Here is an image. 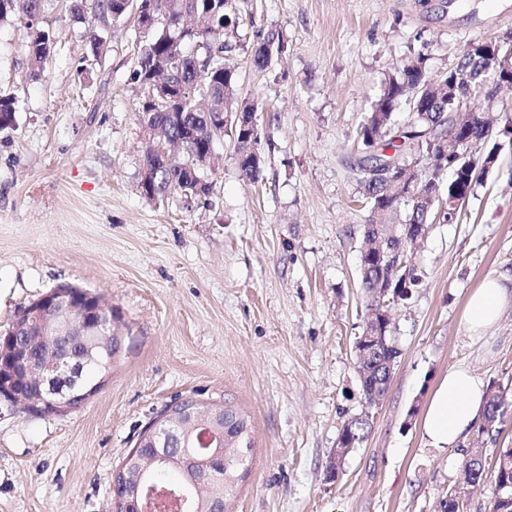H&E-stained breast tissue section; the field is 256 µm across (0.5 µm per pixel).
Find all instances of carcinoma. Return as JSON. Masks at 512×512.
I'll return each mask as SVG.
<instances>
[{"label": "carcinoma", "mask_w": 512, "mask_h": 512, "mask_svg": "<svg viewBox=\"0 0 512 512\" xmlns=\"http://www.w3.org/2000/svg\"><path fill=\"white\" fill-rule=\"evenodd\" d=\"M150 11L146 18L137 22L146 40L137 53L133 80L142 89L138 103V117L142 128L153 134L147 144L142 170L148 177L141 193L152 200L179 194L186 199H201L212 191V183L204 179L203 166L213 162L214 141L224 134H232L239 150V166L243 175L256 182L262 176V160L258 145V125L255 108L240 101L234 72L224 66V52L229 49L224 35L237 30L240 11L235 0H146ZM42 0H0V22L14 18L25 21L31 30L28 44V61L31 73L39 75L49 60L55 34L43 24ZM469 52L460 64L450 71L430 74L422 58L406 62L399 75L385 81L379 97L359 129V137L369 148L373 162L397 160L403 154L429 152L431 143L427 131L443 136L459 127L479 143L482 126L491 122L485 112H458L448 102L429 100L424 110L402 125L394 123V114L403 104L412 105L414 95H423L429 86L439 88L456 75H475L480 70L481 51L485 45L478 42L468 45ZM286 41L282 33L269 31L252 49L250 62L260 71L269 67L271 59L283 53ZM224 116V124L213 119ZM15 123V107L11 98L0 97V130ZM392 149L389 156L384 150ZM364 195L371 205L373 221L386 223V218L402 216L404 224H426L436 218V209L425 207L414 199L396 200L384 194L379 184H362ZM394 275L393 305L408 300L421 283L416 267L403 264L396 257L392 266L381 272L377 262L364 257L361 262V285L375 302L381 288L389 284ZM73 295L89 312L99 305L100 295L80 287L72 289ZM56 317L49 314L43 324L37 325L26 336L20 355L31 359L28 376L16 388V401L23 410L28 402L41 397L49 388L45 383V367L57 359L53 324ZM119 348L107 353L95 347L93 354L98 363L84 369L81 377L70 386L73 393L93 384L105 374L104 365L116 355ZM400 352L396 346L384 351V355L370 357L356 367L366 370L361 381L362 392L370 395V402L382 400L389 380L383 362L396 359ZM512 405V395L499 384L489 385L482 415L485 421L473 433L472 440L500 432L498 425L505 408ZM217 426L223 430V444L235 449L227 466L216 460L203 464L179 463L180 448H196L210 455L216 445L203 447L198 434L206 427ZM369 423L353 419L343 426L338 443L345 448H357L366 438ZM175 434L180 447L168 454L169 461L161 463L153 448L138 447L125 458L131 480L119 489L129 495V508L144 512L135 506L146 503L147 487L165 489L181 503V512H216L225 503L235 482L245 477L237 473L244 466L246 455L252 452L247 419L226 404L198 402L197 415L184 420ZM494 495L491 512H512V448H503L493 465Z\"/></svg>", "instance_id": "1"}]
</instances>
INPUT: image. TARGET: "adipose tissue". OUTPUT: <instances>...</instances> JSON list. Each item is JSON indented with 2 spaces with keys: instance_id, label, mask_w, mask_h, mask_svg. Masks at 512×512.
<instances>
[{
  "instance_id": "ef3b65f1",
  "label": "adipose tissue",
  "mask_w": 512,
  "mask_h": 512,
  "mask_svg": "<svg viewBox=\"0 0 512 512\" xmlns=\"http://www.w3.org/2000/svg\"><path fill=\"white\" fill-rule=\"evenodd\" d=\"M505 293L501 281L491 276L471 294L465 313L469 332L481 333L497 322ZM484 399L482 383L466 368L449 371L433 391L423 416L422 429L428 444L449 448L462 442L478 421Z\"/></svg>"
}]
</instances>
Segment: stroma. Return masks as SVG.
<instances>
[{"label":"stroma","instance_id":"obj_1","mask_svg":"<svg viewBox=\"0 0 512 512\" xmlns=\"http://www.w3.org/2000/svg\"><path fill=\"white\" fill-rule=\"evenodd\" d=\"M227 64L257 104L263 178L215 141L207 199L145 198L141 90L132 20H85L42 0L56 47L32 76L23 21L0 24V94L16 125L0 132V334L17 311L67 282L105 297L123 339L108 384L48 418L0 410V512H111L112 477L137 435L177 396L228 403L249 423L252 456L226 512H438L461 480V447H429L421 423L440 379L467 368L512 387V89L489 102L497 159L455 223L429 225L414 252L421 283L393 311L401 355L367 407L354 342L371 220L358 164L360 125L384 80L424 58L451 68L470 41L512 32V0H242ZM286 51L250 64L258 30ZM504 280L500 320L473 335L466 302ZM368 435L338 481L326 477L344 424Z\"/></svg>","mask_w":512,"mask_h":512}]
</instances>
